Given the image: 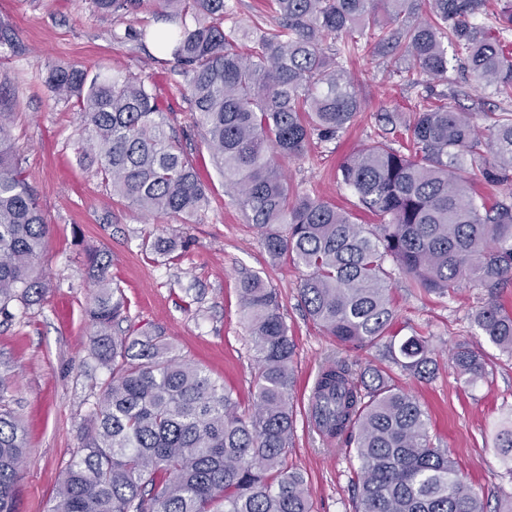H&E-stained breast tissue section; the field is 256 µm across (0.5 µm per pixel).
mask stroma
<instances>
[{
  "mask_svg": "<svg viewBox=\"0 0 512 512\" xmlns=\"http://www.w3.org/2000/svg\"><path fill=\"white\" fill-rule=\"evenodd\" d=\"M191 16H164L153 0L132 15L97 11L92 0H0V112L9 115L12 145L24 158L27 180L49 226L39 267L47 283L42 300L0 323V400L15 411L25 431L27 462L16 492V512H50L59 471L80 447L106 368L90 355L93 328L87 308L94 280L88 250L103 253L108 276L127 301V322L163 331L179 355L202 365L210 377L251 407L257 368L242 317L239 278L256 273L275 288L288 334L295 342L293 444L287 465L300 471L313 512H353L358 462L345 449L330 450L313 426L310 395L321 368L346 361L353 373L389 370L429 415L434 445L449 449L461 473L491 512L512 494V475L496 448L498 433L512 427V359L473 326L486 302L483 288L468 284L440 296L414 288L393 261L387 280L396 313L393 332L428 338L435 374L406 375L379 359L375 349L339 344L305 313L299 294L304 268L272 259L257 229L225 188L184 91L158 63L152 40L137 42L128 29L178 30ZM381 54L364 50L345 60L363 110L335 140L308 148L281 166L293 191L329 201L352 218L363 213L338 167L370 141L390 138L380 114L410 113L421 88L388 72ZM78 64L90 73L128 70L154 84L169 126L207 189L210 202L192 215H143L114 196L94 168L79 161L76 104L58 100L45 84L52 65ZM175 241L158 254L151 244ZM469 341L491 362L493 373L466 385L448 361L452 346Z\"/></svg>",
  "mask_w": 512,
  "mask_h": 512,
  "instance_id": "obj_1",
  "label": "stroma"
}]
</instances>
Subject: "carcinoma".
<instances>
[{
    "label": "carcinoma",
    "mask_w": 512,
    "mask_h": 512,
    "mask_svg": "<svg viewBox=\"0 0 512 512\" xmlns=\"http://www.w3.org/2000/svg\"><path fill=\"white\" fill-rule=\"evenodd\" d=\"M193 24L157 39L181 79L224 187L262 233L268 253L306 269L300 298L307 315L336 340L382 349L410 375L426 379L433 350L423 336L396 342L384 262L414 284L453 295L480 286L487 301L472 315L489 342L512 357V307L498 301L512 285V195L491 204L469 191V170L512 187V110L479 102L486 125L448 102V72L462 69L492 94L512 101V0H497L498 27L476 22L487 0H426L428 18L397 24L420 0H273L270 29L224 27L225 0H156ZM140 0H94L112 15ZM369 30V40L357 35ZM348 53L378 47L392 72L412 61L427 77L413 119L399 128L403 149L376 140L340 167L342 181L377 224L367 229L334 204L291 192L279 159H298L314 143L345 132L363 111L351 73L325 45ZM251 43L247 54L239 51ZM54 96L80 107L85 153L112 194L145 214L189 215L207 201L180 141L168 132L153 88L136 75L92 74L80 66L47 70ZM492 156L487 161L486 155ZM49 225L14 152L0 112V317L13 303L30 307L46 291L36 261ZM97 291L89 316L90 354L109 371L67 461L50 512H311L301 474L288 469L295 344L275 289L260 275L240 279L243 317L257 365L254 410L240 404L198 364L175 353L162 334L123 329L126 303L107 265L88 253ZM450 362L465 383L490 363L465 341ZM311 405L321 435L353 446L358 462L355 512H488L448 450L430 439L420 402L376 369L355 377L343 360L320 370ZM18 417L0 408V512H14L25 465Z\"/></svg>",
    "instance_id": "1"
}]
</instances>
